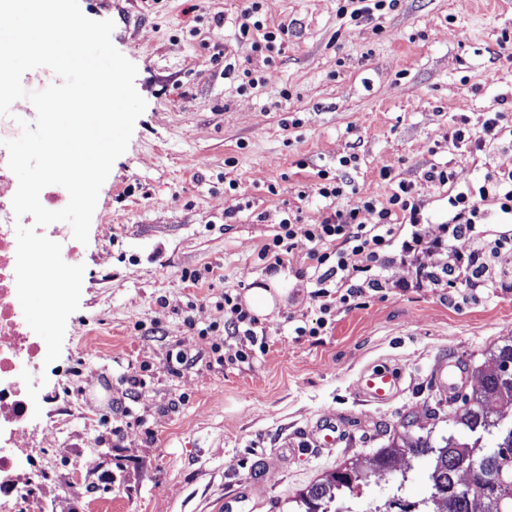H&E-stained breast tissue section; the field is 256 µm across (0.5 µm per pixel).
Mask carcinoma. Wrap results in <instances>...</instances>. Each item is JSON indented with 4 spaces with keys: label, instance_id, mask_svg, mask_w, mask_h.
Wrapping results in <instances>:
<instances>
[{
    "label": "carcinoma",
    "instance_id": "carcinoma-1",
    "mask_svg": "<svg viewBox=\"0 0 512 512\" xmlns=\"http://www.w3.org/2000/svg\"><path fill=\"white\" fill-rule=\"evenodd\" d=\"M488 356L493 368L471 392L467 407L448 416V435L438 442L429 432L412 435L400 444L394 442L380 449L369 461L351 460L303 491L295 500L296 512H330L329 505L336 496L368 485L380 473H392L404 455L430 462L431 493L426 502L433 508L423 512H474L477 497L483 499V512H512V485H503L496 477V471L512 462V428L499 429L497 418L487 409L491 399L512 407V337L495 344ZM495 430L498 441L493 456L481 444V434ZM458 431H466L473 438L459 439Z\"/></svg>",
    "mask_w": 512,
    "mask_h": 512
}]
</instances>
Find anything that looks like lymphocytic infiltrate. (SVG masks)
<instances>
[{
	"instance_id": "lymphocytic-infiltrate-1",
	"label": "lymphocytic infiltrate",
	"mask_w": 512,
	"mask_h": 512,
	"mask_svg": "<svg viewBox=\"0 0 512 512\" xmlns=\"http://www.w3.org/2000/svg\"><path fill=\"white\" fill-rule=\"evenodd\" d=\"M480 196L494 197L501 212L512 215V168L487 174L478 193L460 191L451 196L449 203L455 214L450 224L444 226L442 236L432 239L417 229L421 204L413 185L405 182L399 183L386 202L364 200L346 210L327 212L320 223L306 225L301 231L296 228V216L283 219L272 238L262 245L258 258L271 274L286 264L296 234H304L310 244L307 259L314 271L312 295L319 304L320 315L315 322L295 327V335H322L334 304L349 307L367 293L387 287L388 281L382 274L389 261L386 250L396 243L405 254L420 250L446 252L448 261L441 270L417 269V285L454 288L483 284L488 264L482 250L461 252L453 246L460 239H480L482 213L476 202ZM223 308V324H210L208 330H222L250 340L251 351H238L236 361H249L254 352L268 350L269 336L258 328L256 319L243 308L238 296L225 293Z\"/></svg>"
}]
</instances>
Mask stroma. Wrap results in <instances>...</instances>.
<instances>
[{
	"label": "stroma",
	"mask_w": 512,
	"mask_h": 512,
	"mask_svg": "<svg viewBox=\"0 0 512 512\" xmlns=\"http://www.w3.org/2000/svg\"><path fill=\"white\" fill-rule=\"evenodd\" d=\"M260 5L268 29H288L269 52L238 36L246 0H123L117 12L79 0L86 17L114 20L111 41L136 65L147 107L79 248L80 306L61 356L35 375L25 431L0 426L16 456L6 480L32 488L46 512H214L223 503L288 512L352 457L409 431L447 434L488 349L512 336V252L493 250L512 234V217L490 198L480 204V246L491 281L469 288L463 303L414 285L416 263L441 267L445 253L414 260L396 249L389 288L333 308L324 335L296 336L300 321L319 314L300 235L287 263L299 284L259 322L267 352L238 363L248 339L199 336L223 320L225 292L260 284L257 253L288 214L316 224L331 208L386 202L406 182L422 204L420 230L433 238L451 217V190L478 189L487 173L512 167L511 134L480 149L450 137L463 116L474 130L496 112L512 126V49L501 45L512 35V0H399L355 20L336 0ZM228 62L269 80L242 87L225 77ZM349 155L355 163L341 166ZM433 164L453 172V186L422 179ZM321 170L346 182L342 196H317ZM195 271L204 279L194 286ZM178 351L191 362L174 373L167 359ZM451 351L468 375L450 399L431 370ZM373 364L403 375L392 405H365L354 390ZM132 375L144 381L135 391ZM323 417L344 423L349 438L314 447L307 432ZM55 468L75 471L79 486L58 485ZM398 468L405 487L379 475L337 499L336 512H385L390 501L428 496L427 461L407 456ZM107 471L112 480L101 483ZM248 476L259 490L242 487Z\"/></svg>",
	"instance_id": "1"
}]
</instances>
